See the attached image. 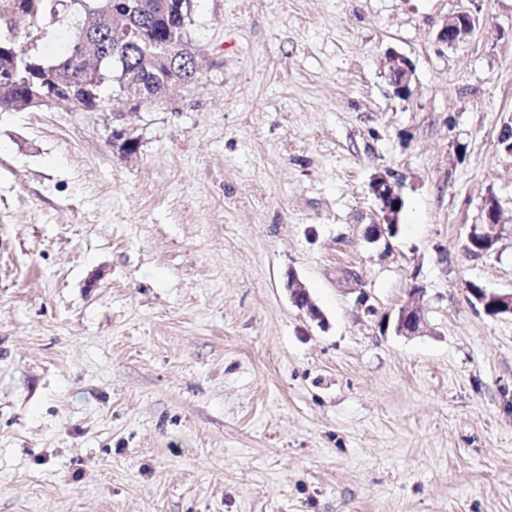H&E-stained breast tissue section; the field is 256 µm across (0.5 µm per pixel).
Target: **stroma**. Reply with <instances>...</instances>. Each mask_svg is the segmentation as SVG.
<instances>
[{
	"mask_svg": "<svg viewBox=\"0 0 512 512\" xmlns=\"http://www.w3.org/2000/svg\"><path fill=\"white\" fill-rule=\"evenodd\" d=\"M190 2L208 62L163 100L0 112V512H512V317L467 291L512 290V0ZM78 22L0 0L48 63ZM477 19L468 9L449 16L437 34V39L447 45H454L468 38L476 27ZM388 80L397 96L404 97L409 92V85L413 77L411 61L398 53L390 54L386 59ZM112 146L116 148L119 153L125 155V156H132L136 154L139 145H140V139L137 135H135L134 129H131L129 127L120 125L118 127H113L112 129ZM136 142L137 146L135 150H132L130 148V145L128 142ZM132 154V155H131ZM370 191L378 201L382 213V222L372 224L369 231L370 238L377 241L386 233L384 224L397 223L403 199L397 183L390 182L386 177L375 178L370 184ZM497 213L498 209L496 212H491L489 209L485 210L484 207L485 222L482 224L471 225L470 230L467 233L466 240L471 242L486 239V242H488V239H490L493 247L495 248L496 244L500 240L502 232V224H499V222L496 223ZM468 242L465 244V251L470 256L475 257L480 247ZM290 299L298 309L306 311L308 316L314 320L322 322V315L319 309L312 301L307 289L296 278H292L286 284ZM408 294L410 299L399 307L394 319L395 332L401 336H416L422 334L426 328L421 306L424 288L413 285Z\"/></svg>",
	"mask_w": 512,
	"mask_h": 512,
	"instance_id": "1",
	"label": "stroma"
}]
</instances>
